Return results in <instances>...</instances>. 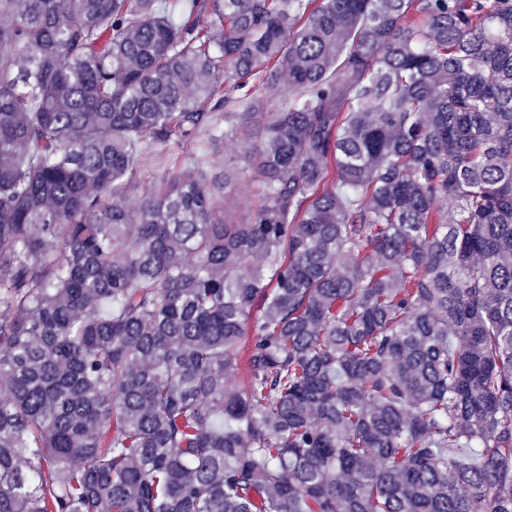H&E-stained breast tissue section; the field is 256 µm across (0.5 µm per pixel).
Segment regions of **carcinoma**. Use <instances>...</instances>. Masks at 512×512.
Instances as JSON below:
<instances>
[{"mask_svg":"<svg viewBox=\"0 0 512 512\" xmlns=\"http://www.w3.org/2000/svg\"><path fill=\"white\" fill-rule=\"evenodd\" d=\"M0 512H512V0H0ZM261 112L267 113L257 116L250 131L226 141L219 152L213 153L210 150L207 137L202 134L198 137L195 148L188 150L180 158L184 167L195 168L208 175L213 170L224 168V155L236 159L238 179L233 194V206L228 215L234 222L247 219L261 200L260 182L251 160L260 143L262 126L269 122L271 117L268 113L273 110L269 108Z\"/></svg>","mask_w":512,"mask_h":512,"instance_id":"carcinoma-1","label":"carcinoma"}]
</instances>
